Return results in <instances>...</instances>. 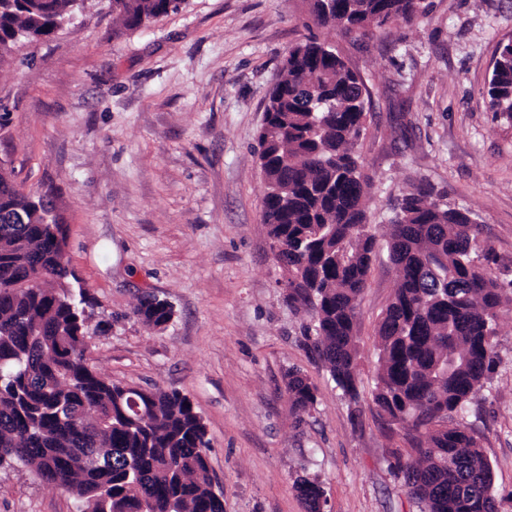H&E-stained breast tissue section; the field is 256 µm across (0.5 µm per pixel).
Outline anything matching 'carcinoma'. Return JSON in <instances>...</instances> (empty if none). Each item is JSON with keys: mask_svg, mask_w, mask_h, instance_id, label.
Masks as SVG:
<instances>
[{"mask_svg": "<svg viewBox=\"0 0 512 512\" xmlns=\"http://www.w3.org/2000/svg\"><path fill=\"white\" fill-rule=\"evenodd\" d=\"M319 28L366 37L426 11L425 0H308ZM184 0H111L136 29ZM76 0H0V64L21 38L49 36ZM258 133L264 220L288 278V301L313 325L310 352L343 395L358 402V299L376 235L364 201L370 182L356 147L366 130L360 77L311 34L283 60ZM486 97L512 125V43L498 44ZM47 196L0 171V467L25 464L73 493L80 512H224L212 486L209 441L191 400L159 388L133 390L97 374L86 357L93 305L62 254L67 227ZM385 236L399 278L378 324L373 401L405 430L397 474L421 512H497L492 470L460 422L492 381L497 320L512 307L505 283L477 263L479 225L421 185L398 198ZM134 314L154 328L173 316L144 297ZM292 412L317 402L297 372L286 384ZM294 489L309 512L324 491L305 473Z\"/></svg>", "mask_w": 512, "mask_h": 512, "instance_id": "cac0c4a2", "label": "carcinoma"}]
</instances>
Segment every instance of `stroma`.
Listing matches in <instances>:
<instances>
[{
  "label": "stroma",
  "mask_w": 512,
  "mask_h": 512,
  "mask_svg": "<svg viewBox=\"0 0 512 512\" xmlns=\"http://www.w3.org/2000/svg\"><path fill=\"white\" fill-rule=\"evenodd\" d=\"M426 13L352 40L322 29L363 80L358 142L378 236L359 297L360 398L349 403L305 347L263 224L257 133L269 90L303 38L306 0H186L139 30L109 0H85L39 42L17 41L0 65V168L49 193L68 227L67 257L94 304L90 365L112 382L178 391L202 417L224 512H304L293 488L317 475L325 512H420L397 477L400 431L372 401L376 326L398 273L387 224L420 182L470 209L512 280V126L484 88L512 0H426ZM152 292L174 307L162 328L133 314ZM498 364L464 425L493 471L498 512H512V311L494 338ZM297 370L317 404L297 416ZM0 512H77L69 491L29 466L0 469ZM288 400L292 412L297 415L309 412L317 402L316 387L297 372H288L286 384Z\"/></svg>",
  "instance_id": "1"
}]
</instances>
